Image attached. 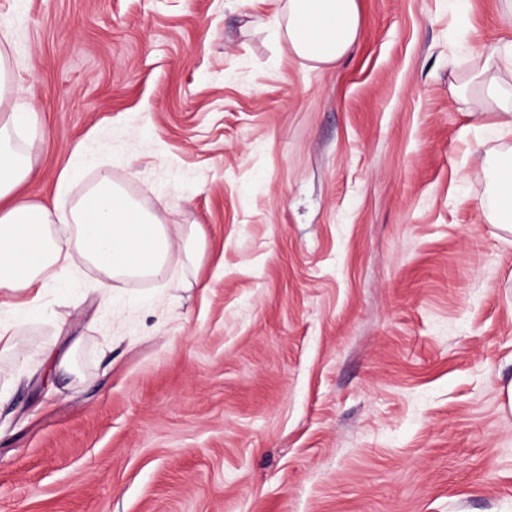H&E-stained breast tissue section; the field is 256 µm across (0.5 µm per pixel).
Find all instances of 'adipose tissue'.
I'll return each instance as SVG.
<instances>
[{
	"label": "adipose tissue",
	"instance_id": "obj_1",
	"mask_svg": "<svg viewBox=\"0 0 512 512\" xmlns=\"http://www.w3.org/2000/svg\"><path fill=\"white\" fill-rule=\"evenodd\" d=\"M273 32H284L291 51L322 64L343 58L358 40L357 0H288L287 17H272ZM10 55L0 50V309L37 312L48 285L67 288L75 258L103 272L100 296L113 302L114 292L133 277H155L175 263L196 261L206 242L194 224H166L130 199L101 175L97 184L63 214L19 194L33 171L35 140L23 146L14 134L30 125L33 114L14 85ZM489 177L488 218L512 234V150L484 158ZM73 223V235L59 225Z\"/></svg>",
	"mask_w": 512,
	"mask_h": 512
}]
</instances>
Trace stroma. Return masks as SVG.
I'll return each mask as SVG.
<instances>
[{
	"label": "stroma",
	"instance_id": "35a3bbf8",
	"mask_svg": "<svg viewBox=\"0 0 512 512\" xmlns=\"http://www.w3.org/2000/svg\"><path fill=\"white\" fill-rule=\"evenodd\" d=\"M285 2L0 0L21 192L67 212L105 172L206 237L13 315L0 512H512V241L480 206L512 134L470 82L505 0H358L332 66L256 24Z\"/></svg>",
	"mask_w": 512,
	"mask_h": 512
}]
</instances>
